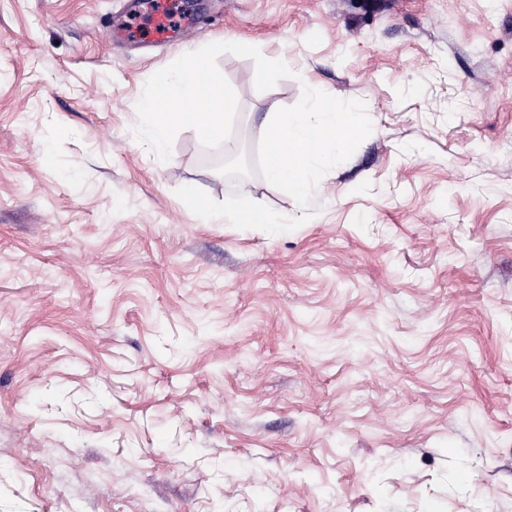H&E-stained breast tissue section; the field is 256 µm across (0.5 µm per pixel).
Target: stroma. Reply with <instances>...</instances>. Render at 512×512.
<instances>
[{"mask_svg":"<svg viewBox=\"0 0 512 512\" xmlns=\"http://www.w3.org/2000/svg\"><path fill=\"white\" fill-rule=\"evenodd\" d=\"M0 0V512H512V0ZM225 135L304 87L371 134L269 234L208 224L220 145L148 155L142 89L206 40ZM264 81H256L257 72ZM175 3L172 0H151L148 6V19L145 22V30L129 29L123 17H113L107 25L113 42L121 40L131 44H160L171 40L177 27L183 30H191L197 27L198 22L187 15L179 20L171 16V6Z\"/></svg>","mask_w":512,"mask_h":512,"instance_id":"stroma-1","label":"stroma"}]
</instances>
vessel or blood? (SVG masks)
I'll use <instances>...</instances> for the list:
<instances>
[{"mask_svg":"<svg viewBox=\"0 0 512 512\" xmlns=\"http://www.w3.org/2000/svg\"><path fill=\"white\" fill-rule=\"evenodd\" d=\"M173 0H148V19L144 30L128 28L124 18L116 17L108 25L113 40L131 44H160L171 40L176 29L191 30L197 22L190 16L173 18L171 6Z\"/></svg>","mask_w":512,"mask_h":512,"instance_id":"vessel-or-blood-1","label":"vessel or blood"}]
</instances>
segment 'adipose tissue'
Here are the masks:
<instances>
[{"label":"adipose tissue","instance_id":"ef3b65f1","mask_svg":"<svg viewBox=\"0 0 512 512\" xmlns=\"http://www.w3.org/2000/svg\"><path fill=\"white\" fill-rule=\"evenodd\" d=\"M212 45L190 52L180 65L161 71L140 100V117L149 151L164 154L173 134L191 128L207 142H224V122L233 97L209 66Z\"/></svg>","mask_w":512,"mask_h":512}]
</instances>
